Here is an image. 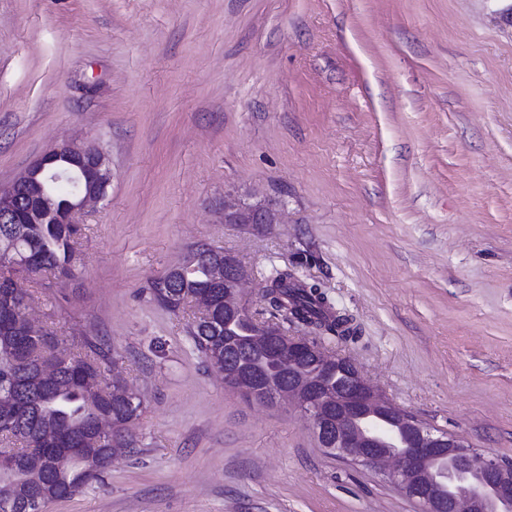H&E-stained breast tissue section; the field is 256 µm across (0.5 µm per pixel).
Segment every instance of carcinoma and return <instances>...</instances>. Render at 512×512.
Segmentation results:
<instances>
[{
	"label": "carcinoma",
	"mask_w": 512,
	"mask_h": 512,
	"mask_svg": "<svg viewBox=\"0 0 512 512\" xmlns=\"http://www.w3.org/2000/svg\"><path fill=\"white\" fill-rule=\"evenodd\" d=\"M80 229L73 224H0V237L13 238L29 256L36 258L40 270L53 272L61 282L74 275L78 260L75 240ZM194 261L186 277L171 282L166 292L149 285L151 299L158 305L178 312L192 302L193 296L210 286L211 258L198 248L189 252ZM18 272L9 262H0V319H8L0 331V405L13 407L11 419L0 429L19 444L20 459L14 469H0V512H46L48 505L67 494L83 492L88 484L101 479L109 466L102 463L101 449L112 438L123 440L122 448L137 446L132 426L138 416L127 403L112 397V353L91 342L82 346L86 352L57 353L59 339L52 335H29L24 327L28 299L15 288L13 275ZM261 297L271 314L285 322L301 324L314 332L340 341L355 338L352 319L339 315L315 283L303 281L295 271L276 269L262 283ZM264 320L252 312L230 325L222 326L213 336L204 323L194 322L189 335L207 361L224 371V356L216 350L229 344L244 350L252 332ZM247 360L266 367L282 383H288L276 370L271 355L250 353ZM50 366L56 377L46 381L42 369ZM110 421V435L101 437L93 429L103 420ZM51 429L81 446V455L67 468L59 470L54 459L55 447H41L38 438Z\"/></svg>",
	"instance_id": "obj_1"
}]
</instances>
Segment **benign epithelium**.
Instances as JSON below:
<instances>
[{
    "mask_svg": "<svg viewBox=\"0 0 512 512\" xmlns=\"http://www.w3.org/2000/svg\"><path fill=\"white\" fill-rule=\"evenodd\" d=\"M112 180L108 157L92 145L70 142L45 152L11 183L0 185L1 224H75L88 207L102 202ZM67 183L72 197L54 208L49 187ZM281 212L270 203H245L224 197V223L261 230L278 224ZM222 258L212 267L216 287H224V315L213 294L196 296L198 314L212 326L220 318L248 309L242 285L250 271L233 252L206 247ZM252 344L276 349L288 369V386L274 394L254 376L239 371L232 359L224 364V384L249 398L293 402L310 419L321 447L365 467L382 470L385 479L419 512H512V464L480 454L463 437L433 430L390 403L361 376L345 357H327L312 343L290 337L275 325L256 330ZM319 362L327 370L343 371L346 383L334 388L312 382L304 366Z\"/></svg>",
    "mask_w": 512,
    "mask_h": 512,
    "instance_id": "obj_1",
    "label": "benign epithelium"
}]
</instances>
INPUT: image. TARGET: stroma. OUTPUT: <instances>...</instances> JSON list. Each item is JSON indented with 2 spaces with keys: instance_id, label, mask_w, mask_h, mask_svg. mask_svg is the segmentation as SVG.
I'll use <instances>...</instances> for the list:
<instances>
[{
  "instance_id": "35a3bbf8",
  "label": "stroma",
  "mask_w": 512,
  "mask_h": 512,
  "mask_svg": "<svg viewBox=\"0 0 512 512\" xmlns=\"http://www.w3.org/2000/svg\"><path fill=\"white\" fill-rule=\"evenodd\" d=\"M102 149L74 278L17 276L36 327L110 350L139 446L47 512H417L295 406L224 385L145 288L205 243L291 268L395 406L512 463V0H0V184ZM283 221H224L225 196Z\"/></svg>"
}]
</instances>
